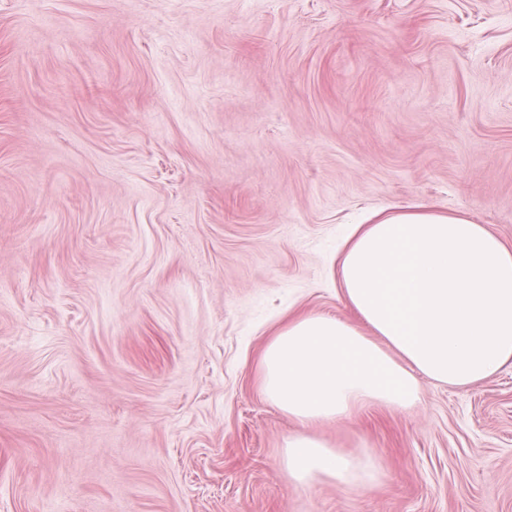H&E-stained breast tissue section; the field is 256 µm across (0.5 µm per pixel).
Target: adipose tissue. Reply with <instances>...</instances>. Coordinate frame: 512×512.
<instances>
[{
	"label": "adipose tissue",
	"mask_w": 512,
	"mask_h": 512,
	"mask_svg": "<svg viewBox=\"0 0 512 512\" xmlns=\"http://www.w3.org/2000/svg\"><path fill=\"white\" fill-rule=\"evenodd\" d=\"M339 290L361 318L310 314L276 331L262 357L266 398L300 424L333 421L359 404L410 409L421 378L455 387L512 361V247L467 215L427 205L378 210L352 224ZM284 478L365 490L381 465L305 433L289 434Z\"/></svg>",
	"instance_id": "1"
}]
</instances>
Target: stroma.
Returning a JSON list of instances; mask_svg holds the SVG:
<instances>
[{"label":"stroma","instance_id":"35a3bbf8","mask_svg":"<svg viewBox=\"0 0 512 512\" xmlns=\"http://www.w3.org/2000/svg\"><path fill=\"white\" fill-rule=\"evenodd\" d=\"M405 205L512 247V0H0V512H512V361L306 426L261 391ZM300 430L380 482L288 484Z\"/></svg>","mask_w":512,"mask_h":512}]
</instances>
